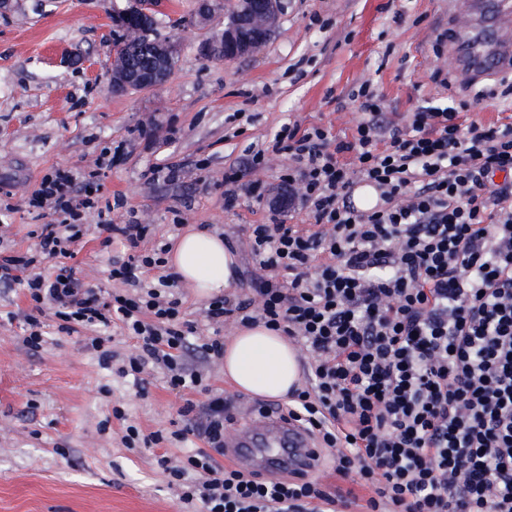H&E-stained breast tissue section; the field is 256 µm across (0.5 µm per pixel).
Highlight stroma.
I'll return each instance as SVG.
<instances>
[{
	"label": "stroma",
	"mask_w": 512,
	"mask_h": 512,
	"mask_svg": "<svg viewBox=\"0 0 512 512\" xmlns=\"http://www.w3.org/2000/svg\"><path fill=\"white\" fill-rule=\"evenodd\" d=\"M137 0H10L0 9V232L14 249L32 247V230L59 224L26 206L41 179L58 168L93 177L97 224L142 217L149 241H170L183 228L224 232L238 257L235 294L246 293L256 265L248 228L266 223L269 207L288 199L280 158L263 172V202L241 194L224 206V176L242 168L283 126L318 127L350 136L359 117L356 93L369 84L397 124L421 107L462 94V50L438 44L449 19L442 0H284L270 40L233 61L200 53L211 30L193 27L197 0H158V37L177 49L169 82L112 92V18ZM176 167L175 180H149ZM281 209V207H280ZM286 224L308 226L301 207L281 209ZM89 235L71 263L90 287L118 288L112 257ZM29 299L22 285L0 284V512H185L182 489L156 459L183 456L187 445L127 447V426L142 433L180 428L186 403L203 407L209 391L232 398L238 421L254 399L211 367L208 390L176 391L161 371L145 385L104 369L83 333L58 331L47 316L39 349L22 341ZM123 407L125 419L112 418Z\"/></svg>",
	"instance_id": "35a3bbf8"
}]
</instances>
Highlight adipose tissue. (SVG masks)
<instances>
[{"mask_svg": "<svg viewBox=\"0 0 512 512\" xmlns=\"http://www.w3.org/2000/svg\"><path fill=\"white\" fill-rule=\"evenodd\" d=\"M170 267L210 299L233 285L237 260L222 237L193 228L180 236L168 256ZM224 374L241 391L269 399L287 398L301 381L297 352L283 333L264 325L242 327L224 344Z\"/></svg>", "mask_w": 512, "mask_h": 512, "instance_id": "ef3b65f1", "label": "adipose tissue"}]
</instances>
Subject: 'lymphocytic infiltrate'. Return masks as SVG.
Instances as JSON below:
<instances>
[{
	"mask_svg": "<svg viewBox=\"0 0 512 512\" xmlns=\"http://www.w3.org/2000/svg\"><path fill=\"white\" fill-rule=\"evenodd\" d=\"M351 137L283 127L271 152L253 153L247 173L287 154L289 200L309 210L303 228L270 219L248 229L261 271L244 296L217 299L202 322L184 319L167 275L147 280L166 245L139 254L144 224L100 221L125 292L105 297L75 267L86 234L74 174L59 169L29 205L63 214L64 227L35 230L32 253L0 254V284L23 282L33 302L24 343L39 348L52 309L64 332L91 331L90 345L119 376L164 370L170 388L202 387L205 366L222 359L224 325L261 323L283 331L307 358V380L285 415L314 436L342 479L367 489L361 512H512V123L462 115L485 91L422 107L405 125L389 121L369 85ZM370 184L379 199L362 210L351 198ZM54 262L53 271L43 263ZM118 324L139 345L121 365L99 328ZM211 330L197 342L199 328ZM232 403L212 394L201 417L181 410L175 439L198 448L158 466L204 512H351V493L326 490L318 475L260 478L221 464Z\"/></svg>",
	"mask_w": 512,
	"mask_h": 512,
	"instance_id": "f902f5d3",
	"label": "lymphocytic infiltrate"
}]
</instances>
